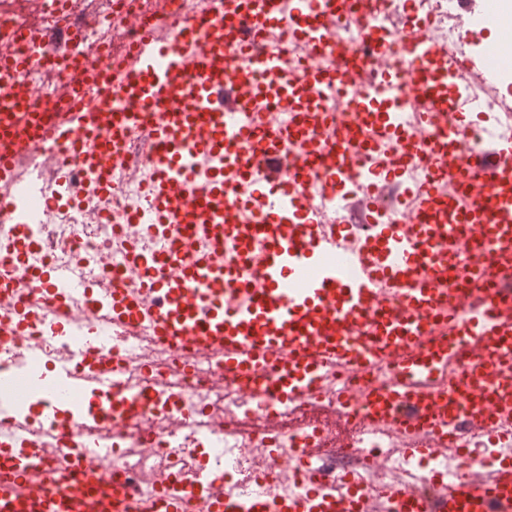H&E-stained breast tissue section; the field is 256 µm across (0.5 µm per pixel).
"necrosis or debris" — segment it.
Here are the masks:
<instances>
[{
    "label": "necrosis or debris",
    "mask_w": 512,
    "mask_h": 512,
    "mask_svg": "<svg viewBox=\"0 0 512 512\" xmlns=\"http://www.w3.org/2000/svg\"><path fill=\"white\" fill-rule=\"evenodd\" d=\"M59 2L0 0V46L30 59L7 82L43 102L49 121L61 112L124 104L121 96L67 66L72 51L68 28L81 33L84 61L108 67L119 78L129 71L142 30H169L208 6V0H72L63 19ZM420 6L433 19L428 40L448 58L468 56L471 43L460 36L448 0H420ZM352 7L356 16L335 30L337 41L362 47L360 21L365 18L383 34L389 50L384 62L370 61L366 78L406 68L402 49L418 37L405 22L408 0H353ZM465 88L483 97L503 135L512 136V109L503 106L505 97L512 96V67L501 69L490 85L469 81ZM152 120V113L142 114L129 133L111 193L97 191L94 170L79 171L71 183L72 204L46 202L42 192L55 179L61 148H26L13 158L15 180L28 190L0 208V273L25 284L39 268L63 267L72 272L74 284L63 321L46 294L32 299L41 311L36 321L0 297V319L9 331L0 341V447L37 438L50 448L58 430L65 429L78 434L83 447L111 449L112 470L126 480L133 497L175 488L191 493L200 507L214 494L233 493L241 512L249 510L252 486L272 471L285 479L269 484L270 498L306 493V484L292 478L305 456L313 467L333 473L353 467L362 450L382 451L384 466L362 479L369 495L394 483L416 493L431 492L432 474L439 468L459 478L475 465L491 469L496 463L492 456L407 461L395 431L372 429L359 406L337 409L332 389L316 403L257 399L243 383L225 379L219 352H196L190 367L180 366L147 329L114 322L111 310L97 306L102 285L112 276L134 284L131 251L149 253L161 244L156 229L136 221L145 203L143 185L154 172V147L146 133ZM79 345L119 356L120 363L105 372L111 389L92 394L77 412L64 407L46 374L68 367ZM116 392L135 407L134 415L101 416Z\"/></svg>",
    "instance_id": "1"
}]
</instances>
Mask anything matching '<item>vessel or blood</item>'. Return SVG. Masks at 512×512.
Listing matches in <instances>:
<instances>
[{"instance_id": "vessel-or-blood-1", "label": "vessel or blood", "mask_w": 512, "mask_h": 512, "mask_svg": "<svg viewBox=\"0 0 512 512\" xmlns=\"http://www.w3.org/2000/svg\"><path fill=\"white\" fill-rule=\"evenodd\" d=\"M350 15V0H213L204 15L208 43L197 42L190 25L138 42L131 75L118 87L131 110L69 112L49 124L27 95L13 93L0 105V206L15 187L12 156L32 142L62 145L59 184L75 162L98 172V191L110 190L104 152L125 139L132 112L158 113L149 128L156 173L145 185L152 206L139 221L166 225L170 244L135 256L139 295L116 284L114 320L148 322L152 336L182 351L220 349L225 378L288 404L320 396L334 368L367 374L393 362V384L370 381L359 395L341 388L336 400H360L373 428L398 430L408 459L480 456L457 436L464 421L488 444L509 447L474 482L445 483L435 505L407 488H385L379 497L390 512H512V297L486 287L491 275L512 272V141L469 158L473 130L465 113L449 111L448 58L429 42L403 50V80L416 102L407 129H397L391 112L370 111L364 94L347 111H320L325 87L344 95L368 65L332 34ZM281 23L289 46L310 50L302 71L289 72L286 55L249 52L225 71L227 39ZM320 55L337 56L339 66L322 70ZM270 92L294 114L291 125H274L265 113L255 128L231 121ZM319 124L332 135L316 145L308 130ZM392 153L389 180L419 157L439 162L435 175L405 190L415 223L375 224L364 236L319 223L307 186L338 194L358 155ZM186 239L210 247L194 251ZM338 256L356 274L345 287ZM246 265L257 278L241 288ZM38 277L64 299L65 269L47 266ZM158 289L166 305L145 306ZM463 339L470 349L460 363L452 345ZM57 440L69 455L48 474L11 463L0 470V512H189L187 496L167 491L133 502L105 469L106 452H85L66 432ZM301 476L308 493L274 504L255 488L254 512H366L353 474L332 486L307 468Z\"/></svg>"}]
</instances>
